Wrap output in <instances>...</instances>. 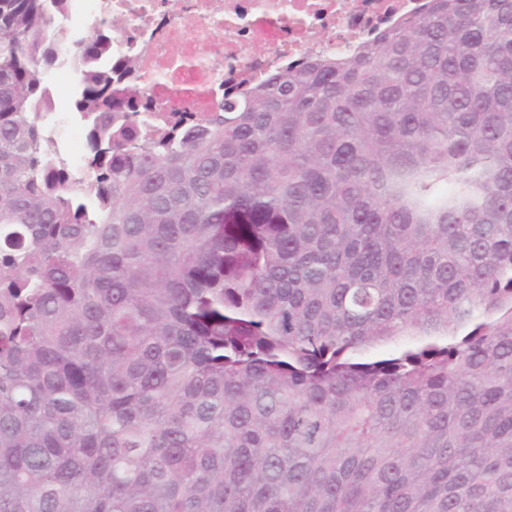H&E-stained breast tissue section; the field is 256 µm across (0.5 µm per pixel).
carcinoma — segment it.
Wrapping results in <instances>:
<instances>
[{"label": "carcinoma", "mask_w": 512, "mask_h": 512, "mask_svg": "<svg viewBox=\"0 0 512 512\" xmlns=\"http://www.w3.org/2000/svg\"><path fill=\"white\" fill-rule=\"evenodd\" d=\"M0 0V512H512V0L143 142L111 26ZM58 73L59 67H55L51 72L49 85L60 107L59 112H54L53 100L51 113L57 116L60 112H64V122L61 123L54 144V147L61 151L68 141L69 129L73 124L80 121L74 108V100L78 89V75L71 68L67 69L63 79L60 78V75L58 76Z\"/></svg>", "instance_id": "cac0c4a2"}]
</instances>
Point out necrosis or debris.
I'll return each mask as SVG.
<instances>
[{"label": "necrosis or debris", "instance_id": "obj_1", "mask_svg": "<svg viewBox=\"0 0 512 512\" xmlns=\"http://www.w3.org/2000/svg\"><path fill=\"white\" fill-rule=\"evenodd\" d=\"M423 0H68V29L110 17L112 53L134 60L126 94L142 99L143 139L218 110L225 85H252L305 56L353 55Z\"/></svg>", "mask_w": 512, "mask_h": 512}]
</instances>
